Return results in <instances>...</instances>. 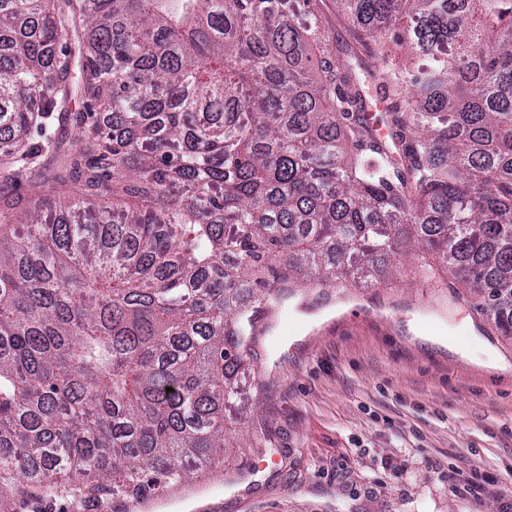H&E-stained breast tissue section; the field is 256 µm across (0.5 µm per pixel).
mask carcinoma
<instances>
[{"mask_svg": "<svg viewBox=\"0 0 512 512\" xmlns=\"http://www.w3.org/2000/svg\"><path fill=\"white\" fill-rule=\"evenodd\" d=\"M333 2L0 0V492L184 486L263 318L402 250L512 337V0Z\"/></svg>", "mask_w": 512, "mask_h": 512, "instance_id": "1", "label": "carcinoma"}]
</instances>
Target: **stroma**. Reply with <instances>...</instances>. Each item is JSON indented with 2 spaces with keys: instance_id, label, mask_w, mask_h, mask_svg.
<instances>
[{
  "instance_id": "stroma-1",
  "label": "stroma",
  "mask_w": 512,
  "mask_h": 512,
  "mask_svg": "<svg viewBox=\"0 0 512 512\" xmlns=\"http://www.w3.org/2000/svg\"><path fill=\"white\" fill-rule=\"evenodd\" d=\"M289 298L252 351L224 461L164 512H505L512 507V339L415 279ZM0 512H138L16 486Z\"/></svg>"
}]
</instances>
